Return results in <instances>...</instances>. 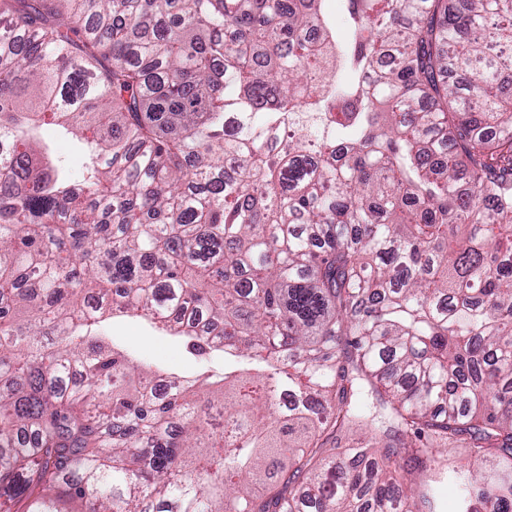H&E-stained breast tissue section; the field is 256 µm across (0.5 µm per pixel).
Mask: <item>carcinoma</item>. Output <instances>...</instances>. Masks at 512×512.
I'll list each match as a JSON object with an SVG mask.
<instances>
[{"mask_svg":"<svg viewBox=\"0 0 512 512\" xmlns=\"http://www.w3.org/2000/svg\"><path fill=\"white\" fill-rule=\"evenodd\" d=\"M323 2L0 0V512H512V0ZM53 148L58 163L66 169L74 179H78L82 172L83 156L78 147L64 138H55ZM112 336L118 342L131 345L143 359L165 364L180 374L196 373L205 366L222 367L219 358L190 355L182 344L162 338L129 318L117 317L112 321ZM433 494L440 504L441 512H458V490L448 477L433 483Z\"/></svg>","mask_w":512,"mask_h":512,"instance_id":"obj_1","label":"carcinoma"}]
</instances>
